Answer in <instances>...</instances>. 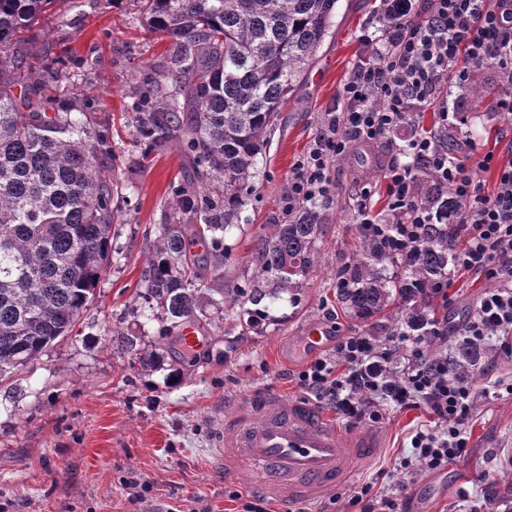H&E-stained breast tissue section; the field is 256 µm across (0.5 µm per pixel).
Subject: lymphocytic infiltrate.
<instances>
[{
    "mask_svg": "<svg viewBox=\"0 0 512 512\" xmlns=\"http://www.w3.org/2000/svg\"><path fill=\"white\" fill-rule=\"evenodd\" d=\"M374 34L365 43L373 58L349 72L339 98L325 112L309 151L294 164L282 196V214L310 209L325 216L336 196L331 167L354 146L387 145L384 216L371 212L372 190L359 185L354 218L361 235L406 259L423 241L436 215L423 198L422 182L449 193L462 209L456 217L463 245L453 271L482 276L491 284L460 333L447 320L431 319L424 335L401 329L387 341L361 331L336 342L335 353L309 363L299 385L331 406L348 424H380L393 410L425 408L434 418L410 437L414 467L434 471L461 457L466 423L478 398L472 380L450 375L448 358L425 351L456 336L479 343L491 338L512 354V162L493 153L458 156L441 135L420 128L421 112L443 95V79L466 90L470 74L493 68L504 87L497 111L512 114V0H430L423 20L412 18L413 0H387ZM411 133L396 141L403 128ZM497 169V186L486 193L481 174Z\"/></svg>",
    "mask_w": 512,
    "mask_h": 512,
    "instance_id": "lymphocytic-infiltrate-1",
    "label": "lymphocytic infiltrate"
}]
</instances>
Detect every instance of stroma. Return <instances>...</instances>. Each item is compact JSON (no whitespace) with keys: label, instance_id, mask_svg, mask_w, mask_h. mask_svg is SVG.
<instances>
[{"label":"stroma","instance_id":"35a3bbf8","mask_svg":"<svg viewBox=\"0 0 512 512\" xmlns=\"http://www.w3.org/2000/svg\"><path fill=\"white\" fill-rule=\"evenodd\" d=\"M382 5L338 0L307 74L267 134L239 222L224 236V301L206 305L195 325L205 345L164 351L156 368L141 367L116 349L112 332H137L142 347L164 350L160 323L138 321L128 310L139 302L158 226L197 221L173 204L178 187L192 186L196 159L175 141L148 150L132 110L145 81L162 94L175 93L165 75L175 45L145 27L140 0H59L18 45L23 67L10 80L26 86L32 100L81 113L86 126L111 140L115 155L103 164L118 183L121 210L113 220L110 262L72 336L0 383V512H244L256 497L249 475L225 476L212 451L225 397L262 388L300 394L297 376L312 359L302 341L310 324L335 328L340 336L365 330L382 340L394 331L385 318H351L336 290L337 271L359 250L355 175L371 183L376 205L384 203L382 146L335 163L336 197L296 302H282L257 319L235 300L254 276L257 238L283 221L280 201L292 166L311 147L352 67L371 55L363 37L382 16ZM68 52L83 58V65L50 77L48 63ZM475 83L489 93L482 100L466 98L468 121L448 130V140L458 153L472 145L478 153L508 159L512 123L495 109L501 87L489 69ZM487 286L468 273L453 276L449 316L473 313ZM486 362L487 371L473 379L480 395L466 452L407 480L410 512H462L465 503L496 498L512 487V395L504 390L512 384V355L497 353ZM430 421L422 409L392 413L380 427L383 448L332 495L312 508L268 500L267 512H358L352 500L361 487L370 484L383 494L405 480L400 462L410 453L407 437Z\"/></svg>","mask_w":512,"mask_h":512}]
</instances>
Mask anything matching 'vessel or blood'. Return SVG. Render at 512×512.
I'll list each match as a JSON object with an SVG mask.
<instances>
[{
    "label": "vessel or blood",
    "mask_w": 512,
    "mask_h": 512,
    "mask_svg": "<svg viewBox=\"0 0 512 512\" xmlns=\"http://www.w3.org/2000/svg\"><path fill=\"white\" fill-rule=\"evenodd\" d=\"M224 472H258L253 488L268 497L315 503L383 444L380 433L349 432L316 402L272 389L224 401V423L214 432Z\"/></svg>",
    "instance_id": "1"
}]
</instances>
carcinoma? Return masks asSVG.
<instances>
[{
    "label": "carcinoma",
    "mask_w": 512,
    "mask_h": 512,
    "mask_svg": "<svg viewBox=\"0 0 512 512\" xmlns=\"http://www.w3.org/2000/svg\"><path fill=\"white\" fill-rule=\"evenodd\" d=\"M55 0H0V74L17 70L15 42ZM145 26L176 45L168 77L183 86L172 100L154 85L139 90V122L155 149L178 141L200 169L192 194L175 205L200 214L193 236L208 243L187 253L188 225L162 224L149 245L144 291L132 314L156 318L168 335L199 319L202 294H222L204 271L220 276L224 234L234 226L242 192L250 188L256 158L275 112L310 67L325 38L337 0H140ZM103 134L91 137L70 112L50 113L0 82V382L24 370L52 344L72 334L88 310L110 259L115 198L112 173L96 159L112 155ZM222 188L224 200L211 196ZM442 223L405 262L360 239L345 272L352 286L339 292L351 315L367 320L391 311L400 326L422 332L433 316L425 288L448 273L459 225V202L434 201ZM322 225L305 211L273 224L254 248L255 275L244 302L267 306L295 291L315 264ZM397 267L393 273L389 268ZM112 343L157 367L163 354L141 348L140 337L116 332ZM493 341L460 340L448 352V373L472 378Z\"/></svg>",
    "instance_id": "obj_1"
}]
</instances>
